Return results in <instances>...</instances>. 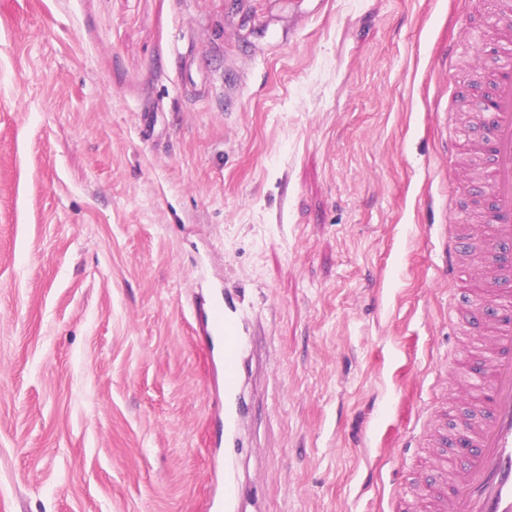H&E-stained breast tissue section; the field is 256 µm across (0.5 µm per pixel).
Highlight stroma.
Returning <instances> with one entry per match:
<instances>
[{"label":"stroma","mask_w":512,"mask_h":512,"mask_svg":"<svg viewBox=\"0 0 512 512\" xmlns=\"http://www.w3.org/2000/svg\"><path fill=\"white\" fill-rule=\"evenodd\" d=\"M488 0H0V512H209L194 309L258 340L245 512H396L474 407L443 225Z\"/></svg>","instance_id":"obj_1"}]
</instances>
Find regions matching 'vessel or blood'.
Instances as JSON below:
<instances>
[{
  "label": "vessel or blood",
  "mask_w": 512,
  "mask_h": 512,
  "mask_svg": "<svg viewBox=\"0 0 512 512\" xmlns=\"http://www.w3.org/2000/svg\"><path fill=\"white\" fill-rule=\"evenodd\" d=\"M487 104L491 120L474 150L486 160L488 236L500 258L483 276L481 298L464 315L470 322L486 320L490 334L481 343L483 371L469 386L477 398V418L454 430L473 453L464 468L453 469L446 491L431 494L432 512H512V62L493 72ZM473 248L467 227L449 224V279L465 275ZM199 317L201 338L221 370L224 392V409L212 419L215 446L223 453L224 489L212 507L214 512H239L240 429L251 413L244 394L251 338L230 298H214L200 308Z\"/></svg>",
  "instance_id": "obj_1"
}]
</instances>
